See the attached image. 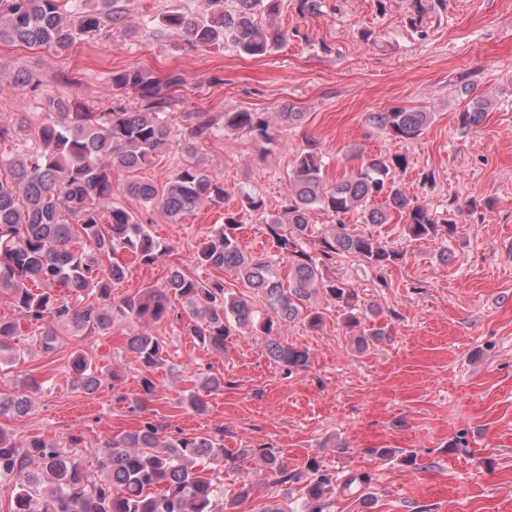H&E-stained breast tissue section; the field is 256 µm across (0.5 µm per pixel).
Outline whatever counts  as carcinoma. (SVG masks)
Wrapping results in <instances>:
<instances>
[{
  "instance_id": "obj_1",
  "label": "carcinoma",
  "mask_w": 512,
  "mask_h": 512,
  "mask_svg": "<svg viewBox=\"0 0 512 512\" xmlns=\"http://www.w3.org/2000/svg\"><path fill=\"white\" fill-rule=\"evenodd\" d=\"M115 0H96L95 7L64 12L60 0H0V41L29 47L68 49L101 26L117 25L121 14ZM283 0H204L197 13L169 10L159 19L160 29L182 35L192 47L227 45L238 53L261 57L288 43V29L275 24ZM434 6L429 0H411L409 25L417 30L433 24ZM112 90L136 93L140 109L108 112L72 111L70 102L52 100L47 115L35 132V146L21 154L0 151V292L10 296L11 306L39 331L46 353L58 342L57 327L72 324L100 334L112 330L119 318L161 323L171 314L169 293L189 305L190 332L202 344L224 346V337L235 327L253 322L255 310L232 294H226L221 278L200 282L180 271L170 273L164 284L148 285L112 303V285L125 279V267L112 261L128 252L144 266L156 264L166 248L147 225L113 201L117 172L133 173L152 163L170 148L174 139L168 110L174 106L172 90L183 83L171 71L156 78L140 68L115 72ZM491 106L488 99L468 103L458 113V126L471 130L481 125ZM192 132L200 137L212 132L214 118L206 112H189ZM280 124L301 123L304 113L284 103ZM432 121L425 107L398 108L373 117V124L400 142L419 137ZM224 127L241 130L255 140L272 143L273 127L265 112L237 110L224 113ZM407 157H373L342 179L328 183L323 176L322 154L316 147L300 153L288 172L289 193L279 217L269 229L277 253L257 257L239 244L241 214L224 212V223L214 229L194 254V262L228 270L257 290L271 315L261 323L268 336H278L282 325L301 317L312 327L322 323V313L311 300L323 292L347 309L344 324L361 327L357 346L386 335L385 328H365L354 310L356 293L348 282L328 279L323 271L337 261L352 258L380 272L400 259V254L371 235L346 228L344 218L362 214L367 224H386L397 215L414 240H428L456 229L457 210L438 222L424 204L409 200L400 187V173ZM122 190L156 206L176 220L200 205L224 200V186L199 163L183 165L164 185L130 178ZM376 198L384 207L370 206ZM320 209L336 219V229L319 240L311 254L304 247L311 236L310 213ZM287 259L288 287L280 281L275 260ZM17 324L0 316V361H17L20 351L11 340ZM142 370L141 385L153 393L152 372L166 363L162 341L149 334H135L127 343ZM274 361L303 368L308 353L274 340L266 346ZM76 381L87 390L100 380L92 362L83 355L72 361ZM31 401L24 395L0 397V416L23 415ZM224 448L210 436L170 437L150 421L127 432L99 452L97 469L89 470L78 456L65 454L57 444L32 438L17 442L0 428V480L14 482L11 512H225L224 489L198 460H217ZM266 468L288 482V469L278 452L260 449ZM316 479L306 486L302 512H325L326 493L333 477L320 464H311Z\"/></svg>"
}]
</instances>
